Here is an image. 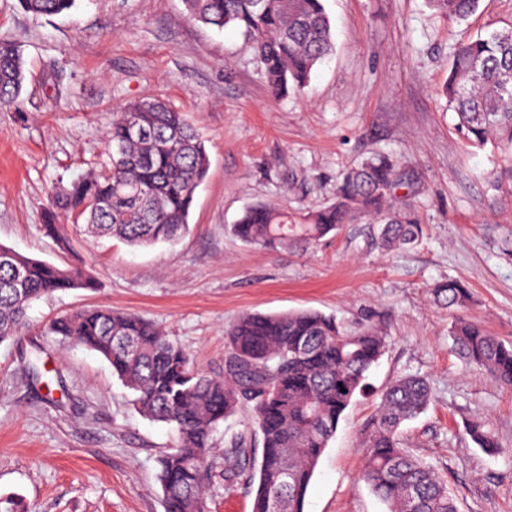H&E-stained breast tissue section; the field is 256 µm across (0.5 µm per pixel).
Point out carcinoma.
<instances>
[{"mask_svg": "<svg viewBox=\"0 0 512 512\" xmlns=\"http://www.w3.org/2000/svg\"><path fill=\"white\" fill-rule=\"evenodd\" d=\"M187 17L205 26L238 30L259 60L269 92L303 90L334 42L324 0H183ZM450 21L470 17L480 0H431ZM34 15H59L75 0H19ZM25 68L19 50L0 42V107L21 96ZM465 140L489 142L512 153V26L462 42L443 88ZM110 162L61 189L46 211L44 230L66 251L56 218L62 212L90 232L146 248L180 237L189 227L196 189L209 169L204 141L183 113L161 98L119 105L108 129ZM395 161L371 157L344 174L334 200L290 213L265 204L247 209L235 224L243 242L261 248L315 243L363 214L381 224L384 249L417 245L423 236L415 212L389 205L396 186ZM22 269L15 277L0 266V341L27 328V311L59 291L92 289L79 266L26 257L0 246ZM439 303L453 309L469 300L454 279L434 287ZM94 351L134 396L147 418L173 427L177 443L159 459L164 512H208V474L214 457L231 462L249 456V433L213 446L216 426L251 405L263 453L251 512H304L317 465L346 409L365 388L369 370L387 346L373 323L349 329L316 310L246 313L224 330V368L196 369L183 348L157 324L132 312L90 307L64 312L44 328ZM453 345L473 369L512 388V344L490 334L475 318L458 317L448 329ZM427 382L396 378L382 392L362 445L363 480L388 512H457L447 482L405 446L401 426L431 404ZM474 444L493 454L499 444L481 424L468 428Z\"/></svg>", "mask_w": 512, "mask_h": 512, "instance_id": "carcinoma-1", "label": "carcinoma"}]
</instances>
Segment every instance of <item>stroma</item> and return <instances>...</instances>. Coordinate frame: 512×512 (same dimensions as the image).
Returning <instances> with one entry per match:
<instances>
[{
	"label": "stroma",
	"instance_id": "stroma-1",
	"mask_svg": "<svg viewBox=\"0 0 512 512\" xmlns=\"http://www.w3.org/2000/svg\"><path fill=\"white\" fill-rule=\"evenodd\" d=\"M324 4L332 58L301 92L275 98L244 37L188 21L182 0H76L47 16L0 0V40L19 46L26 74L18 105L0 111V244L82 266L98 283L36 302L28 329L0 343V495H20L31 512H164L156 475L174 432L140 414L100 355L42 335L56 314H140L218 372L239 315L311 308L350 328L373 316L387 346L318 463L305 512H387L362 479L361 445L382 391L403 375L425 378L434 397L403 439L446 480L458 512H512V389L455 352L456 313L432 295L462 281L465 315L512 343V160L468 146L443 94L455 48L512 25V0H481L460 23L430 0ZM149 96L184 112L209 154L188 233L133 248L67 221L61 253L42 228L52 192L106 160L114 104ZM377 154L397 163L395 204L424 226L416 246L379 247L363 215L306 247L234 236L249 206L329 204L340 175ZM31 361L52 371V387L32 380ZM476 419L499 453L471 441ZM262 452L254 443L233 481L213 478L210 512H250L246 477Z\"/></svg>",
	"mask_w": 512,
	"mask_h": 512
}]
</instances>
